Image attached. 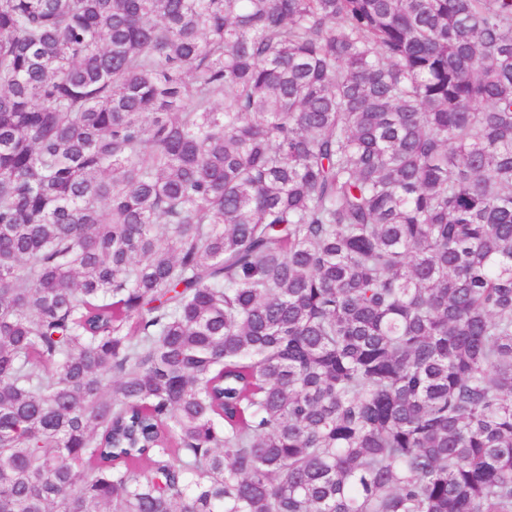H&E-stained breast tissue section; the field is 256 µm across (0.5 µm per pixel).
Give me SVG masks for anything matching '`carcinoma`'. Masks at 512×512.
Listing matches in <instances>:
<instances>
[{
    "instance_id": "obj_1",
    "label": "carcinoma",
    "mask_w": 512,
    "mask_h": 512,
    "mask_svg": "<svg viewBox=\"0 0 512 512\" xmlns=\"http://www.w3.org/2000/svg\"><path fill=\"white\" fill-rule=\"evenodd\" d=\"M0 512H512V0H0Z\"/></svg>"
}]
</instances>
